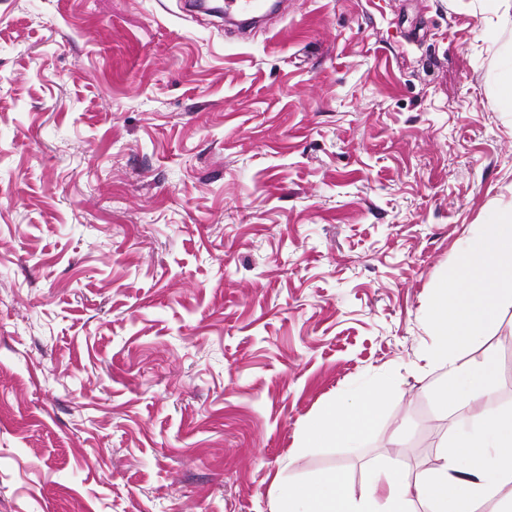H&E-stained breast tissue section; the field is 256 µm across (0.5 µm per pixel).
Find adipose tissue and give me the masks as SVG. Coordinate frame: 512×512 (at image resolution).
<instances>
[{"instance_id": "ef3b65f1", "label": "adipose tissue", "mask_w": 512, "mask_h": 512, "mask_svg": "<svg viewBox=\"0 0 512 512\" xmlns=\"http://www.w3.org/2000/svg\"><path fill=\"white\" fill-rule=\"evenodd\" d=\"M512 300V205L484 231L462 244L450 273L431 296L427 356L445 368L436 392L440 407L456 411L437 464L410 481L398 456L368 467L361 489L343 474L281 482L274 512H512V408L490 406L499 382L493 354L462 363L458 352L496 325L502 303ZM385 383L336 397L305 428V448L349 447L362 440L379 415Z\"/></svg>"}]
</instances>
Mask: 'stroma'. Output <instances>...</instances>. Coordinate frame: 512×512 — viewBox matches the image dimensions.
<instances>
[{
	"label": "stroma",
	"instance_id": "stroma-1",
	"mask_svg": "<svg viewBox=\"0 0 512 512\" xmlns=\"http://www.w3.org/2000/svg\"><path fill=\"white\" fill-rule=\"evenodd\" d=\"M182 3L0 0V512H272L453 425L428 307L512 203V0ZM489 351L510 406V305ZM367 382L366 437L301 449ZM219 1H189L190 7L203 10L209 13H214L223 17V14L228 17L240 16L250 19L254 18V14L262 11L266 7L265 0H225L223 5L217 3Z\"/></svg>",
	"mask_w": 512,
	"mask_h": 512
}]
</instances>
